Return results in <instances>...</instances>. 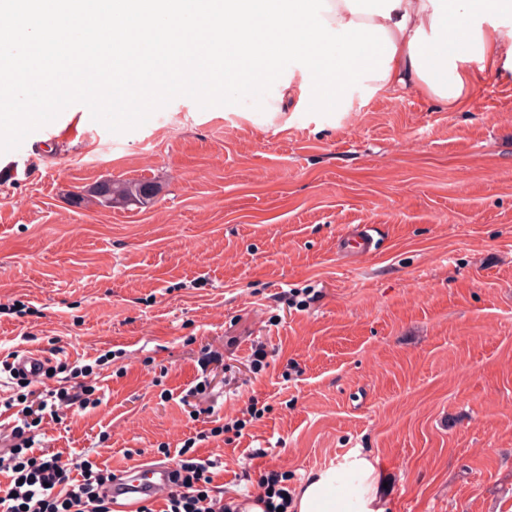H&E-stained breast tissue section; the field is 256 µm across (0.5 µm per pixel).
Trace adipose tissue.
Masks as SVG:
<instances>
[{"label":"adipose tissue","instance_id":"1","mask_svg":"<svg viewBox=\"0 0 512 512\" xmlns=\"http://www.w3.org/2000/svg\"><path fill=\"white\" fill-rule=\"evenodd\" d=\"M512 0H0V47L25 56L107 60L110 80L151 88L157 72L187 87L214 66L225 95L270 81L283 57L299 72L280 81L298 103L351 91L411 88L455 110L481 90L479 74L512 79V34L498 18ZM376 457L354 450L312 472L294 512H388Z\"/></svg>","mask_w":512,"mask_h":512}]
</instances>
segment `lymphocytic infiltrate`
<instances>
[{
  "label": "lymphocytic infiltrate",
  "instance_id": "1",
  "mask_svg": "<svg viewBox=\"0 0 512 512\" xmlns=\"http://www.w3.org/2000/svg\"><path fill=\"white\" fill-rule=\"evenodd\" d=\"M92 387L81 384L69 390L33 392L15 413L9 435H0V473L10 480L0 488V512H112L99 494L105 475L83 461L79 475H72L62 453H48L40 438L45 420L69 408L92 406ZM213 461L182 463L176 475L180 485L167 499L162 512H241L213 499Z\"/></svg>",
  "mask_w": 512,
  "mask_h": 512
}]
</instances>
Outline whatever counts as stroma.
Listing matches in <instances>:
<instances>
[{
  "instance_id": "obj_1",
  "label": "stroma",
  "mask_w": 512,
  "mask_h": 512,
  "mask_svg": "<svg viewBox=\"0 0 512 512\" xmlns=\"http://www.w3.org/2000/svg\"><path fill=\"white\" fill-rule=\"evenodd\" d=\"M156 83L134 107L112 85L105 111L75 91L0 120V372L33 346L53 359L39 390L89 364L104 395L44 421L45 446L107 472L176 467L187 444L236 504L268 471L292 492L358 449L390 512H512V81L461 111L400 89L346 112L268 111L273 82ZM110 179L161 192L75 204ZM351 224L379 239L353 264ZM254 400L243 437L217 434Z\"/></svg>"
}]
</instances>
